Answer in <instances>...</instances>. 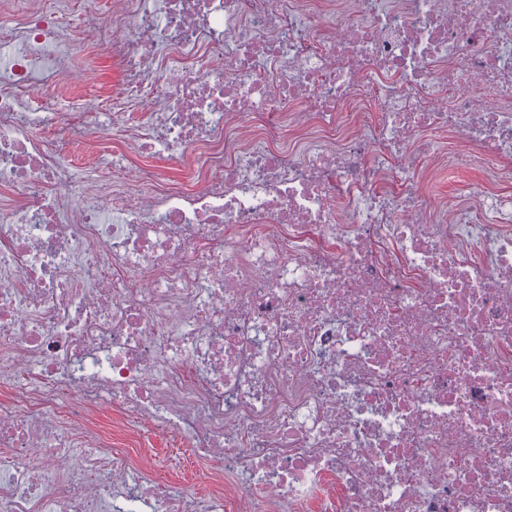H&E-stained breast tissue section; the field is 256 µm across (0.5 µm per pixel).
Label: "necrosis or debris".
I'll return each mask as SVG.
<instances>
[{"instance_id": "obj_1", "label": "necrosis or debris", "mask_w": 512, "mask_h": 512, "mask_svg": "<svg viewBox=\"0 0 512 512\" xmlns=\"http://www.w3.org/2000/svg\"><path fill=\"white\" fill-rule=\"evenodd\" d=\"M67 6L0 0V512H512V198L419 184L512 169V0H113L111 110L30 111ZM94 130L116 181L62 159ZM192 147L190 188L130 165ZM475 184H483L493 194H506L512 197V176H498L491 171L451 169L438 174H430L423 183V191L434 202L444 198L466 200ZM95 421L111 435L112 444H133L137 440L140 448L147 449L156 462L164 466L156 472L160 479L170 481L195 496L211 493V485L199 473L194 450L183 444L174 433L155 430L139 436L134 422L115 419L112 415L111 423L105 411L97 413ZM171 460L176 464L168 465Z\"/></svg>"}]
</instances>
